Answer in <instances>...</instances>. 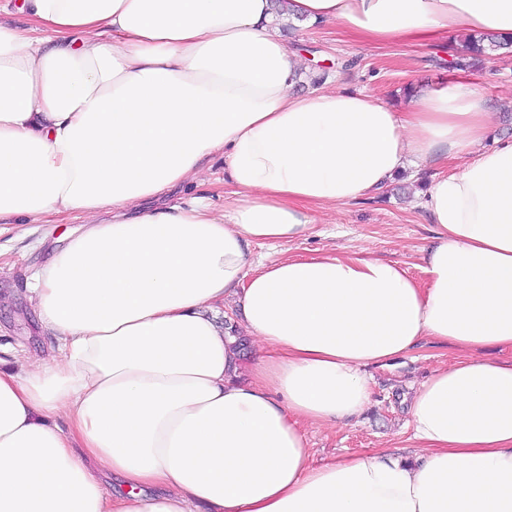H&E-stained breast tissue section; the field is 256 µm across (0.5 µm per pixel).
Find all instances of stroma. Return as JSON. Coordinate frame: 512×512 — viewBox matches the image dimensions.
<instances>
[{"label": "stroma", "mask_w": 512, "mask_h": 512, "mask_svg": "<svg viewBox=\"0 0 512 512\" xmlns=\"http://www.w3.org/2000/svg\"><path fill=\"white\" fill-rule=\"evenodd\" d=\"M277 26L295 43L305 66L326 69L337 87L375 95L397 110L406 105L402 92L410 81L437 80L447 71L453 54L449 43L364 47L332 22L301 28L282 18ZM471 79L496 114L490 139L512 137V60L492 59L483 70L472 73ZM440 171V166L431 164L419 174H404L385 191L323 214L306 237L287 244H252V256L264 260L318 253L349 255L364 247L375 256L407 264L412 275L423 278L419 255L431 243L434 227L427 223L416 195ZM81 228L80 220L71 216L53 224H31L18 218L0 221V361L10 362L16 351L36 356L53 353L55 338L42 327L26 282L34 269L49 263L68 234ZM454 357L449 346L426 339L388 364L371 367V397L359 419L309 428L315 460L376 449L403 454L411 444L404 397L412 385Z\"/></svg>", "instance_id": "stroma-1"}]
</instances>
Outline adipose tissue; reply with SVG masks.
<instances>
[{
	"instance_id": "1",
	"label": "adipose tissue",
	"mask_w": 512,
	"mask_h": 512,
	"mask_svg": "<svg viewBox=\"0 0 512 512\" xmlns=\"http://www.w3.org/2000/svg\"><path fill=\"white\" fill-rule=\"evenodd\" d=\"M0 4V218L83 220L29 279L61 341L0 370V512H512V139L469 80L413 81L406 111L295 93L275 26L365 46L512 35V0H25ZM224 159L230 204L170 202ZM455 161L408 267L363 251L256 263V241ZM233 298L256 355L213 316ZM459 356L408 400L410 455L316 462L306 429L359 417L366 367L423 339ZM62 415L61 430L52 422ZM117 480L105 490L101 474Z\"/></svg>"
}]
</instances>
